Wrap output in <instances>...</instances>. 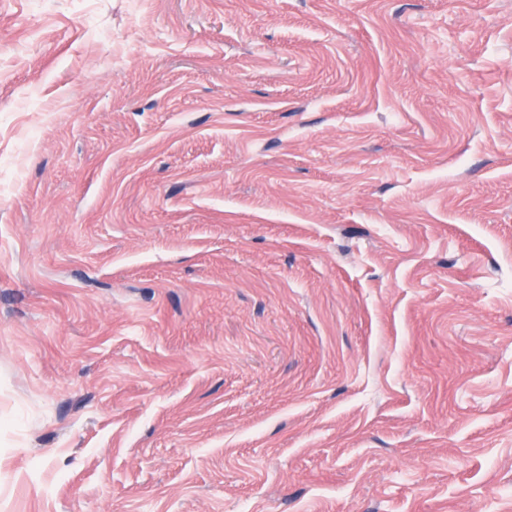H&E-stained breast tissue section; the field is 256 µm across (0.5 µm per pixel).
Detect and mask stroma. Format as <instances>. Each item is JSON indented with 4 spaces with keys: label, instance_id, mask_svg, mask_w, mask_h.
Returning a JSON list of instances; mask_svg holds the SVG:
<instances>
[{
    "label": "stroma",
    "instance_id": "stroma-1",
    "mask_svg": "<svg viewBox=\"0 0 512 512\" xmlns=\"http://www.w3.org/2000/svg\"><path fill=\"white\" fill-rule=\"evenodd\" d=\"M0 512H512V0H0Z\"/></svg>",
    "mask_w": 512,
    "mask_h": 512
}]
</instances>
